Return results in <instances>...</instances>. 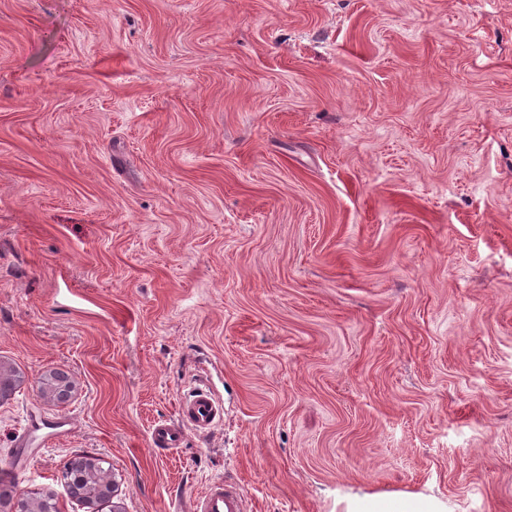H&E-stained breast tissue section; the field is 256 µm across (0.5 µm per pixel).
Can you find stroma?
I'll return each mask as SVG.
<instances>
[{
  "label": "stroma",
  "mask_w": 512,
  "mask_h": 512,
  "mask_svg": "<svg viewBox=\"0 0 512 512\" xmlns=\"http://www.w3.org/2000/svg\"><path fill=\"white\" fill-rule=\"evenodd\" d=\"M0 366L59 512H512V0H0ZM179 424L159 422L151 430L154 448H179L186 428L205 432L222 421L220 406L208 391L199 389L183 397L178 405ZM102 463L99 459H95V465H84L76 462V465L71 466L70 463L63 473V479L69 490L73 487L82 489L79 496L73 495L70 492L73 496L72 498L79 502H84L88 508L102 502V497L98 493L101 486L100 472L108 470V468L103 467ZM243 492L234 482L217 479L197 496L191 512H244Z\"/></svg>",
  "instance_id": "stroma-1"
}]
</instances>
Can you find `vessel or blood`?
<instances>
[{"instance_id":"1","label":"vessel or blood","mask_w":512,"mask_h":512,"mask_svg":"<svg viewBox=\"0 0 512 512\" xmlns=\"http://www.w3.org/2000/svg\"><path fill=\"white\" fill-rule=\"evenodd\" d=\"M178 424L160 422L150 433L152 447H180L185 430L205 432L222 420L221 409L208 391L199 389L183 397L178 405ZM191 512H245V499L234 482L217 479L195 499Z\"/></svg>"}]
</instances>
